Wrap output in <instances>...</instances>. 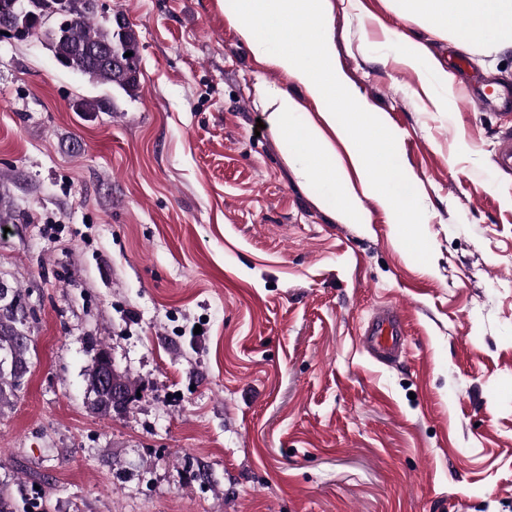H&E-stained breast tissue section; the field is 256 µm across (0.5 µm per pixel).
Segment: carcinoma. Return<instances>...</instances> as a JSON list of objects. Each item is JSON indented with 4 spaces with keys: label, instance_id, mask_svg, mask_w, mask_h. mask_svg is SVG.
Listing matches in <instances>:
<instances>
[{
    "label": "carcinoma",
    "instance_id": "cac0c4a2",
    "mask_svg": "<svg viewBox=\"0 0 512 512\" xmlns=\"http://www.w3.org/2000/svg\"><path fill=\"white\" fill-rule=\"evenodd\" d=\"M3 16L17 19L29 36L44 37L62 68L129 96L138 90L141 54L134 25L128 21L120 24L114 17L99 13L97 0H0ZM102 50L110 51L111 58L102 59ZM127 52L132 56H125ZM75 107L79 112H102L107 101L87 97L77 101ZM12 293L11 300H0V406L18 396L25 382L18 368H31L34 352L27 338L33 311L23 308L25 297L19 289L12 288ZM100 372V359L96 357L87 374L93 393L90 408L98 415L109 416L115 406L110 393L99 387Z\"/></svg>",
    "mask_w": 512,
    "mask_h": 512
}]
</instances>
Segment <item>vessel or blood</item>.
Masks as SVG:
<instances>
[{
  "label": "vessel or blood",
  "instance_id": "obj_1",
  "mask_svg": "<svg viewBox=\"0 0 512 512\" xmlns=\"http://www.w3.org/2000/svg\"><path fill=\"white\" fill-rule=\"evenodd\" d=\"M359 343L377 361L388 364L400 361L408 350L403 315L394 306H383L369 319Z\"/></svg>",
  "mask_w": 512,
  "mask_h": 512
}]
</instances>
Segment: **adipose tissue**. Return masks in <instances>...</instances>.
Segmentation results:
<instances>
[{
    "label": "adipose tissue",
    "instance_id": "1",
    "mask_svg": "<svg viewBox=\"0 0 512 512\" xmlns=\"http://www.w3.org/2000/svg\"><path fill=\"white\" fill-rule=\"evenodd\" d=\"M400 17L420 22L451 42L495 50L512 48V0H399ZM331 0H233L226 18L254 56L288 72L313 102L304 115L299 99L270 93L266 123L301 183L318 184L341 221L367 224L366 199H375L393 224L410 221L413 200L396 191L403 175L399 138L380 113L361 101L336 60L328 32ZM401 62L432 67L434 79L454 90L448 72L426 44L396 33Z\"/></svg>",
    "mask_w": 512,
    "mask_h": 512
}]
</instances>
